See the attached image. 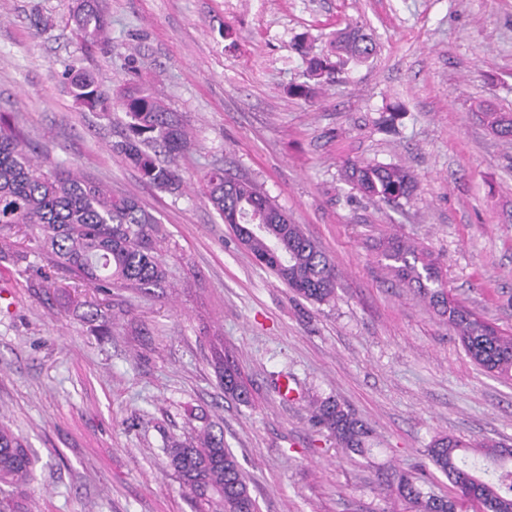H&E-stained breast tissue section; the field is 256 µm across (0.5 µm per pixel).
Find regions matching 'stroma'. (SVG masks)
I'll return each instance as SVG.
<instances>
[{
  "instance_id": "1",
  "label": "stroma",
  "mask_w": 512,
  "mask_h": 512,
  "mask_svg": "<svg viewBox=\"0 0 512 512\" xmlns=\"http://www.w3.org/2000/svg\"><path fill=\"white\" fill-rule=\"evenodd\" d=\"M107 40L74 31L73 0H0V115L43 168L65 163L135 197L161 221L167 280L97 293L48 268L41 231L17 225L32 267L0 262V424L34 460L5 488L15 512H193L172 441L223 433L260 512H414L387 475L451 492L427 448L448 435L512 447V379L473 364L446 320L387 271L392 233L437 258L448 291L512 331V144L472 107L512 112V0H101ZM354 21L369 62L342 66L309 100L291 96L312 53ZM116 94L148 84L189 128L179 192L117 153L122 110L80 111L65 70ZM404 113L380 127L386 106ZM398 163L411 203L365 197L351 162ZM216 167L254 183L317 241L336 296H295L257 263L207 197ZM249 398L225 396L215 346ZM332 397L372 429L344 452L308 400Z\"/></svg>"
}]
</instances>
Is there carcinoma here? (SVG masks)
Segmentation results:
<instances>
[{"instance_id":"carcinoma-1","label":"carcinoma","mask_w":512,"mask_h":512,"mask_svg":"<svg viewBox=\"0 0 512 512\" xmlns=\"http://www.w3.org/2000/svg\"><path fill=\"white\" fill-rule=\"evenodd\" d=\"M76 33L84 41L104 35L108 22L98 0H78L73 11ZM375 44L357 27L339 29L331 40V55L307 59L305 81L289 87V94L305 100L318 87L334 80L336 63H365ZM70 94L83 111L109 113L114 108L129 118V135L120 145L125 160L146 181L167 191L180 188L174 166L187 149L189 132L177 113L141 85L133 84L115 96L100 90L98 74H64ZM481 121L504 142H512V113L479 107ZM169 157L159 162L150 149ZM345 182L369 197L397 203L410 201L414 181L402 166L392 163H351L342 172ZM207 196L235 234L251 229L243 239L255 259L294 293L313 303L331 301L336 294L332 259L288 212L253 183L236 180L216 169L206 175ZM17 224H34L43 232L42 251L49 261L71 269L90 286L151 288L165 279V237L160 220L132 196L114 194L101 183L64 166L43 169L25 138L0 122V259L18 264L27 255L13 249L10 232ZM386 268L405 287L448 320L466 354L481 368L512 378V334L487 321L465 304L448 297L440 266L432 254L403 236H394L382 250ZM224 392L241 401L248 398L238 373L224 368ZM316 422L336 438L344 450L370 451V429L337 400L312 401ZM451 436H439L427 453L437 471L448 478L455 496H438L404 474H394L399 498L419 512H512V455L499 445H480L481 454ZM171 465L190 495L194 512H258L245 475L223 435L206 429L188 443L169 449ZM33 476V459L10 431L0 428V486L13 487Z\"/></svg>"}]
</instances>
